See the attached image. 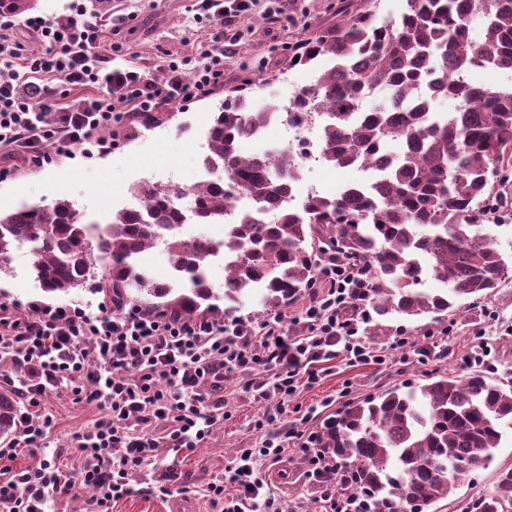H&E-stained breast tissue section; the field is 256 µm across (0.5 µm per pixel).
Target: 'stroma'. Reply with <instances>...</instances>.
I'll use <instances>...</instances> for the list:
<instances>
[{"label":"stroma","instance_id":"stroma-1","mask_svg":"<svg viewBox=\"0 0 512 512\" xmlns=\"http://www.w3.org/2000/svg\"><path fill=\"white\" fill-rule=\"evenodd\" d=\"M337 0H288V9L271 19L275 0H256L252 12L238 20L240 49L224 59V83L210 95L189 104L165 106L159 120L149 126L129 127L120 146L105 157L85 158L79 147H70L54 163L25 167L0 176V212L9 213L26 204L49 205L59 199L75 203L84 220L100 221L132 201L134 186L152 183L184 187L195 183L206 142L205 133L224 100L227 89L251 82L254 103L280 104L313 81L312 71L293 67L288 57L298 41L322 24L332 22ZM109 16H123L124 22L112 41L120 48L118 61L149 69L161 76L168 51L199 54L211 45L219 31L211 23L194 17L190 0H111ZM358 168H334L318 164L307 167L300 193L316 188L324 195L363 181ZM29 251L15 252L6 272H0V302L26 307L39 300L52 305H77L96 311L104 298L98 285L102 263H95L88 284L67 295L42 291L31 272ZM485 330L492 346L497 372L512 373V281L490 299L463 304L440 316L431 314L408 320L397 314L381 321L373 345L385 349V364L349 366L342 359L331 362L316 383L303 388L288 406L284 423L301 427L310 416V429L321 430L327 417L342 409L337 397L349 389L351 400L406 384L424 383L434 373L464 376L463 362L473 333ZM414 339V347L394 348L397 337ZM229 416L200 447L174 452L158 448L149 466L134 473L132 494L113 504L110 512H210L201 494L207 483L223 479L225 467L240 449L254 446L263 436L256 423L264 402L243 393L235 376L224 379ZM53 418L44 455H52L60 443L69 441L100 415L96 406L74 399L66 387H59L44 405ZM305 465L296 452H289L276 464L263 467V475L277 493L284 512H315L318 483L308 479ZM164 484L171 493L158 497L147 493L150 485Z\"/></svg>","mask_w":512,"mask_h":512}]
</instances>
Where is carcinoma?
I'll return each mask as SVG.
<instances>
[{
	"label": "carcinoma",
	"instance_id": "obj_1",
	"mask_svg": "<svg viewBox=\"0 0 512 512\" xmlns=\"http://www.w3.org/2000/svg\"><path fill=\"white\" fill-rule=\"evenodd\" d=\"M400 17L377 21L376 0H338L336 22L301 41L292 66L320 67L312 84L286 105L256 109L241 90L224 98L207 131L206 168L225 180L188 188L145 182L133 191L144 207L124 208L87 225L73 202L23 206L0 214V272L23 244L46 293L83 286L94 260L107 261V288L117 299L180 318L229 317L258 293L264 308L288 304L313 287L318 267L334 260L355 275L359 303L376 315L440 314L459 300L492 297L512 279L481 221L493 208L511 210L495 193L512 179V82L468 80L474 70L512 74V0H404ZM33 0H0V13L21 14ZM482 19L479 38L472 20ZM388 104L366 109L377 90ZM441 97L457 102L437 112ZM322 112L320 162L365 166L384 157L375 178L334 196L309 192L268 222L267 208L294 195L306 154L245 155L268 114ZM397 141L401 149L389 150ZM255 207L230 220L235 195ZM198 224L224 225V241L183 238L176 229L182 197ZM163 246L174 271L156 281L138 256ZM223 257L224 291L208 287L212 260ZM430 275L442 287L420 288ZM14 390L0 388V438L16 431ZM512 429V375L475 369L446 372L415 388H388L350 402L321 430V447L343 465L358 496L353 512H406L412 501L450 498L486 468ZM455 512H512V467L499 470L489 492L454 503Z\"/></svg>",
	"mask_w": 512,
	"mask_h": 512
}]
</instances>
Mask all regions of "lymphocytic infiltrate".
<instances>
[{"label": "lymphocytic infiltrate", "mask_w": 512, "mask_h": 512, "mask_svg": "<svg viewBox=\"0 0 512 512\" xmlns=\"http://www.w3.org/2000/svg\"><path fill=\"white\" fill-rule=\"evenodd\" d=\"M253 0H195L201 15L226 28L198 60L170 53L164 82L138 68L112 64L113 46L98 14L71 0L67 14L17 21L0 14V64L24 70L0 82V157L29 167L52 163L69 146L86 154L116 148L130 117H144L172 101L190 102L224 81V54L238 43L233 23ZM24 24L45 46L35 54L12 39ZM58 83H51L49 75ZM322 287L311 289L300 313L303 329L291 335L280 321L221 322L173 319L131 306L99 304L91 313L75 306L30 302L25 313L0 303V382L23 397L14 438L0 442V512H47L51 501L91 489L87 512H109L130 492L132 472L149 464L159 446L198 448L224 425V378L240 376L243 388L268 407L258 447L241 449L225 482L203 488L214 512H281L259 467L279 462L288 449L301 454L306 475L321 488L320 512H344L336 498L341 474L319 446L316 432L283 428L289 402L317 382L324 363H385L359 330L368 312L354 297L351 279L336 265L322 269ZM67 385L76 400L96 405L91 427L61 444L82 459L78 478L39 456L53 419L47 396ZM36 462L16 469L18 449Z\"/></svg>", "instance_id": "f902f5d3"}]
</instances>
